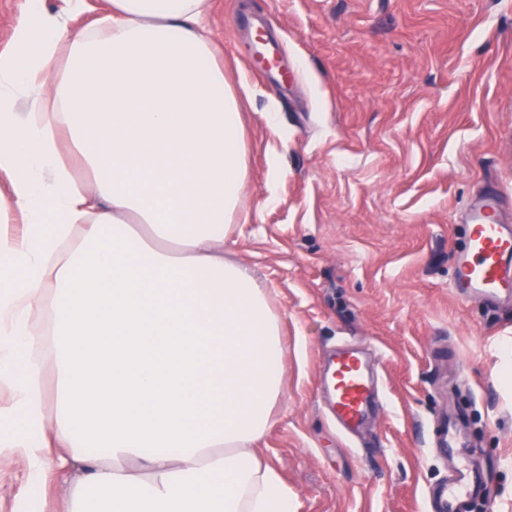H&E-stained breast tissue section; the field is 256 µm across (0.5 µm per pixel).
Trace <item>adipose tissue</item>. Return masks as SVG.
Returning <instances> with one entry per match:
<instances>
[{
	"label": "adipose tissue",
	"instance_id": "1",
	"mask_svg": "<svg viewBox=\"0 0 512 512\" xmlns=\"http://www.w3.org/2000/svg\"><path fill=\"white\" fill-rule=\"evenodd\" d=\"M108 2L76 33L20 18L0 53V213L26 224L0 232V462L20 449L64 512H293L255 448L284 345L224 255L248 166L207 0Z\"/></svg>",
	"mask_w": 512,
	"mask_h": 512
}]
</instances>
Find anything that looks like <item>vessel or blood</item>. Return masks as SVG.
Masks as SVG:
<instances>
[{
	"label": "vessel or blood",
	"mask_w": 512,
	"mask_h": 512,
	"mask_svg": "<svg viewBox=\"0 0 512 512\" xmlns=\"http://www.w3.org/2000/svg\"><path fill=\"white\" fill-rule=\"evenodd\" d=\"M451 288L462 300L490 305L512 302V223L504 220L496 190L482 191L468 211L464 241L454 253ZM321 384L337 429L356 434L373 414L380 393L368 353L340 345L326 357ZM478 469L460 465L434 497L436 512H469L474 497L484 493Z\"/></svg>",
	"instance_id": "vessel-or-blood-1"
}]
</instances>
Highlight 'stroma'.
I'll return each mask as SVG.
<instances>
[{"instance_id":"obj_1","label":"stroma","mask_w":512,"mask_h":512,"mask_svg":"<svg viewBox=\"0 0 512 512\" xmlns=\"http://www.w3.org/2000/svg\"><path fill=\"white\" fill-rule=\"evenodd\" d=\"M70 31L107 0H43ZM245 127L248 217L224 254L254 269L285 342L283 409L262 448L295 512H426L449 468L484 469V512H512V307L450 288L467 205L487 185L512 221V0H207ZM273 35L280 69L246 59ZM281 176L271 180L272 169ZM368 342L381 378L355 443L321 408L319 366ZM464 447L433 445L436 416ZM0 512H41L25 461Z\"/></svg>"}]
</instances>
